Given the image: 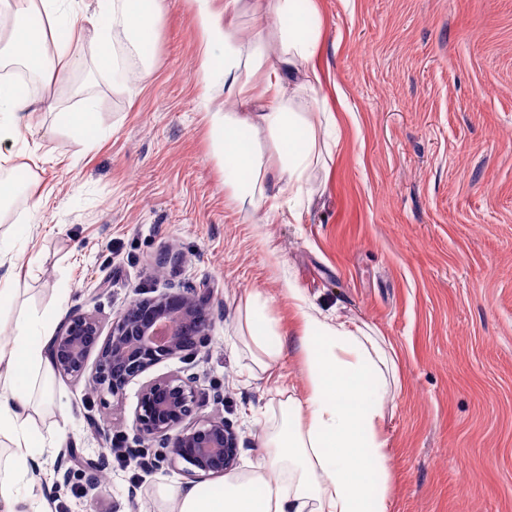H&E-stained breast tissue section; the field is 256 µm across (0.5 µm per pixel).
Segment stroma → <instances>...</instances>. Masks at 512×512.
Listing matches in <instances>:
<instances>
[{
  "instance_id": "1",
  "label": "stroma",
  "mask_w": 512,
  "mask_h": 512,
  "mask_svg": "<svg viewBox=\"0 0 512 512\" xmlns=\"http://www.w3.org/2000/svg\"><path fill=\"white\" fill-rule=\"evenodd\" d=\"M317 5L336 124L300 220L284 196L275 209L227 198L206 115L238 102L203 81L193 0H169L151 60L111 79L73 34L82 67L40 80L32 135L0 143V180L28 185L0 207V239L26 260L0 322L87 310L107 331L134 298L214 289L209 341L188 365L162 361L117 397L55 376L42 433L61 425L86 457L119 442L153 463L145 474L111 455L66 481L49 457L57 512H165L160 488L216 483L136 438L142 385L183 366L198 376L192 421L232 424L234 474L250 475L307 385L295 336L265 372L246 346L250 296L288 327V283L324 314L368 324L396 361L382 422L392 512H512V0ZM88 100L105 129L92 143L57 118Z\"/></svg>"
}]
</instances>
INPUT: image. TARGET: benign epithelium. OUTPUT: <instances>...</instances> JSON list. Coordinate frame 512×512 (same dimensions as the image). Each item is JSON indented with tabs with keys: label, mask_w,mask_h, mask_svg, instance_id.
<instances>
[{
	"label": "benign epithelium",
	"mask_w": 512,
	"mask_h": 512,
	"mask_svg": "<svg viewBox=\"0 0 512 512\" xmlns=\"http://www.w3.org/2000/svg\"><path fill=\"white\" fill-rule=\"evenodd\" d=\"M209 291L189 294L162 291L152 297L133 300L113 320L106 338L92 312H78L59 328L54 340V364L61 376L82 377L92 352L95 366L88 378L89 388L114 397L150 367L172 358L186 359L206 344L212 327L207 307ZM197 403L192 377L170 374L143 386L135 410L138 438L160 441L172 455L207 475L231 470L238 454L232 427L224 420H205L184 425ZM102 451L97 461L68 448L60 454L58 468L69 478L73 467L94 469L106 459Z\"/></svg>",
	"instance_id": "benign-epithelium-1"
}]
</instances>
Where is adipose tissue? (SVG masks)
Masks as SVG:
<instances>
[{"label":"adipose tissue","mask_w":512,"mask_h":512,"mask_svg":"<svg viewBox=\"0 0 512 512\" xmlns=\"http://www.w3.org/2000/svg\"><path fill=\"white\" fill-rule=\"evenodd\" d=\"M208 2L197 0L206 75H222L225 95L244 106L240 112L209 115L228 197L245 202L265 176L271 200L286 191L301 194L317 135L310 113L295 111L294 102L301 92H317L323 81L320 36L309 26L314 0H256L264 18L279 26L281 49L271 59L258 47L245 51L238 41V0H224L220 24ZM166 7V0H97L94 13L83 16L97 70L107 73L115 66L112 32L117 28L140 57H149L150 37ZM64 9L80 14L79 0H0V16L13 18L4 46L8 59L45 64L56 57L68 68L79 64V57L66 56L60 39L48 38L37 23L38 16L54 19ZM217 41L224 44L220 58L211 52ZM254 75L260 85L253 89L247 79ZM35 108L25 90L1 81L0 142L31 132L20 115ZM262 130L274 137L276 158L263 159L257 151L254 136ZM286 291L298 317L295 334L308 377L305 392L289 397L288 420L267 438L270 452L256 461L250 478L228 477L215 488L186 484L162 489L167 512H391L381 422L395 361L369 328L322 315L299 288L290 285ZM56 319L53 312L17 318L0 341V438L11 444L7 458L0 459V512H52L43 492L41 460L59 448L63 437L41 433L33 398L53 397ZM249 337L266 358L281 355L282 332L258 294L250 302Z\"/></svg>","instance_id":"adipose-tissue-1"}]
</instances>
